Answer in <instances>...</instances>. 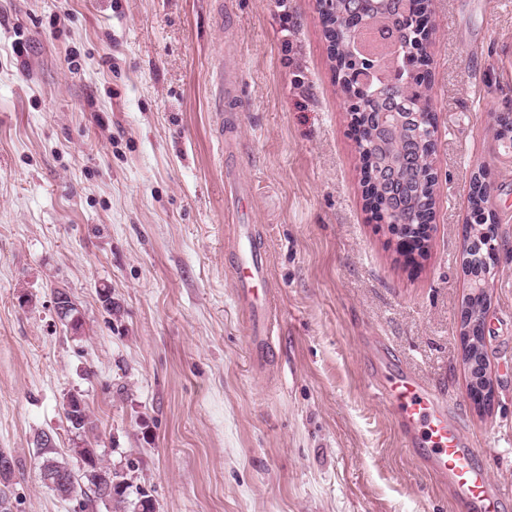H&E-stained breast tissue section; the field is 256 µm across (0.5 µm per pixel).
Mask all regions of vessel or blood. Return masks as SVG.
Returning a JSON list of instances; mask_svg holds the SVG:
<instances>
[{
    "mask_svg": "<svg viewBox=\"0 0 512 512\" xmlns=\"http://www.w3.org/2000/svg\"><path fill=\"white\" fill-rule=\"evenodd\" d=\"M234 280L238 303L253 314L248 343L255 362H266L272 334L265 323L269 304L266 248L249 225L237 236ZM376 388L396 413L408 451L425 471L454 493L457 512H503L505 503L488 475L479 453L464 440L461 422L447 400L407 370L387 371Z\"/></svg>",
    "mask_w": 512,
    "mask_h": 512,
    "instance_id": "1",
    "label": "vessel or blood"
}]
</instances>
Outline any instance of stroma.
<instances>
[{
	"label": "stroma",
	"instance_id": "obj_1",
	"mask_svg": "<svg viewBox=\"0 0 512 512\" xmlns=\"http://www.w3.org/2000/svg\"><path fill=\"white\" fill-rule=\"evenodd\" d=\"M434 232L411 265L365 207L315 0H0V450L13 512H118L41 481L85 439L156 512H457L401 443L381 348L459 413L512 512V0H432ZM224 95L216 97V69ZM502 243L479 413L458 353L472 177ZM250 184L244 208L227 178ZM268 245L257 364L232 239ZM112 292L104 308L101 288ZM68 292L84 322L55 315ZM86 403L78 436L63 404Z\"/></svg>",
	"mask_w": 512,
	"mask_h": 512
}]
</instances>
